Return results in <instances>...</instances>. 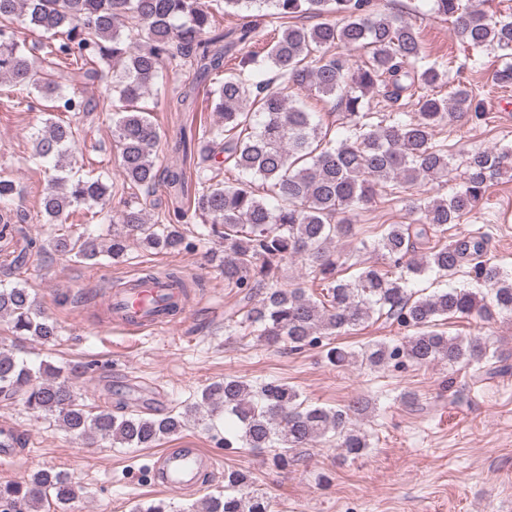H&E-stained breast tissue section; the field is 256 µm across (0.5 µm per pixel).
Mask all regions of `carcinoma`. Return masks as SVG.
I'll return each instance as SVG.
<instances>
[{
  "instance_id": "cac0c4a2",
  "label": "carcinoma",
  "mask_w": 512,
  "mask_h": 512,
  "mask_svg": "<svg viewBox=\"0 0 512 512\" xmlns=\"http://www.w3.org/2000/svg\"><path fill=\"white\" fill-rule=\"evenodd\" d=\"M224 9L266 10L277 24L264 55L243 52L256 41L257 26L246 24L234 38L215 33L211 5L204 0H0V79L53 102L55 112H79L85 102L50 76L35 77L26 48L45 52L48 65L76 67L88 79L111 77L112 136L119 150L123 182L150 193L163 181L174 187L186 172L156 167L153 150L160 133L138 101L163 80L164 65L191 62L211 77L206 90L224 126L200 138L198 186L185 209L149 222L143 204L111 207L114 186L101 176L82 174L75 153L78 130L49 117L34 137L32 160L48 173L43 213L60 222L81 205L99 207L107 224H120L106 249L90 233L55 234L54 252L81 261L105 255L124 257L135 241L166 251L195 247L183 225L200 220L196 238L220 240L227 288L245 290L247 310L227 315L225 328L250 330L268 345L289 351L316 348L330 336L361 330L376 316L405 331L396 343L378 341L354 353L336 347L327 352L338 367L358 363L379 369L404 366L480 363L497 356L494 343L481 336H449L440 329L451 318L477 315L487 321L512 315V274L484 258L485 233L477 231L450 242L448 225L458 224L483 199L488 180L512 170V151H476L465 161L464 184L446 197H426L409 207L406 224H384L373 243L381 263L361 267L340 279L342 255L330 250L341 239L357 236L348 215L375 196L395 195L426 183L448 182V151L435 141L436 128L461 118L479 120L475 96L463 84L446 97L435 89L449 83L448 63L429 60L408 21L382 12L374 0H215ZM437 13L452 19L453 34L471 49L490 47L512 59V20H492L463 0H432ZM301 14L320 19L297 25ZM23 34L41 41L27 45ZM343 47L367 50L352 64ZM237 60L224 74L226 59ZM277 78L322 96H333L348 123L338 141L319 116L294 105L273 88ZM381 93L391 105L405 100L412 112H372L364 99ZM233 164L238 177L221 180L206 165L218 155ZM268 193L258 194L256 182ZM19 195L14 180L0 176V211ZM299 258L321 293L304 286L284 288V265ZM470 266L485 291L448 286ZM427 277L442 284L430 295L410 285ZM0 317L14 336L43 343L55 341L59 327L45 316L28 289L0 282ZM0 398L18 399L27 409L52 416L68 432L97 435L122 448H151L177 435L191 417L222 414L224 447L274 449L273 464L287 468L301 449L334 442L344 456L370 448L368 434L356 423L370 402L352 397L331 409L308 404L294 387L271 381L253 386L237 377L206 386L180 411L116 415L106 406L85 404L72 378L48 361L36 368L15 348L0 347ZM250 472L224 471V491L204 497L189 512H270L268 499L252 489ZM75 491L59 472L39 470L25 483L0 484L5 512H40L52 501L56 512H71Z\"/></svg>"
}]
</instances>
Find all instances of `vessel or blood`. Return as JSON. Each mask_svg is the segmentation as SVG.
<instances>
[{"instance_id":"b4317fda","label":"vessel or blood","mask_w":512,"mask_h":512,"mask_svg":"<svg viewBox=\"0 0 512 512\" xmlns=\"http://www.w3.org/2000/svg\"><path fill=\"white\" fill-rule=\"evenodd\" d=\"M178 291L166 281L144 282L129 279L125 287L114 290L109 303L112 316L124 326L164 330L189 313L180 305L177 313L166 310L167 304L178 303ZM218 467L215 455L200 448H167L153 457L149 467L151 483L169 491L195 488L203 474Z\"/></svg>"}]
</instances>
